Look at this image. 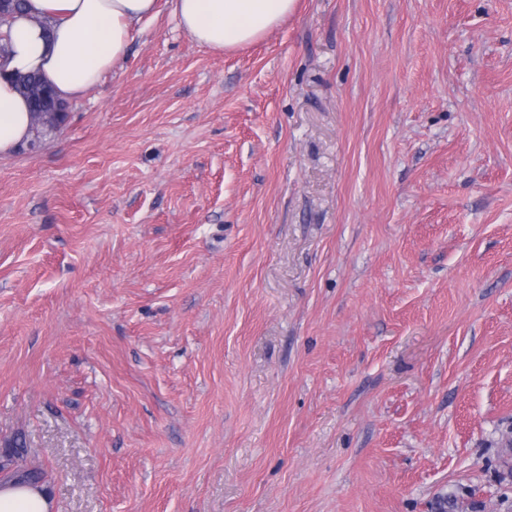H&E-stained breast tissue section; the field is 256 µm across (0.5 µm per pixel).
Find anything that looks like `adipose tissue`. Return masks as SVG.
Instances as JSON below:
<instances>
[{"mask_svg":"<svg viewBox=\"0 0 512 512\" xmlns=\"http://www.w3.org/2000/svg\"><path fill=\"white\" fill-rule=\"evenodd\" d=\"M298 0H172L179 27L201 47L232 51L261 41ZM158 14V0H27L24 14L0 25L10 54L0 63V156L32 135L28 100L12 79L36 72L62 99L78 97L121 70L135 24ZM0 512H53L46 486L0 482Z\"/></svg>","mask_w":512,"mask_h":512,"instance_id":"1","label":"adipose tissue"}]
</instances>
